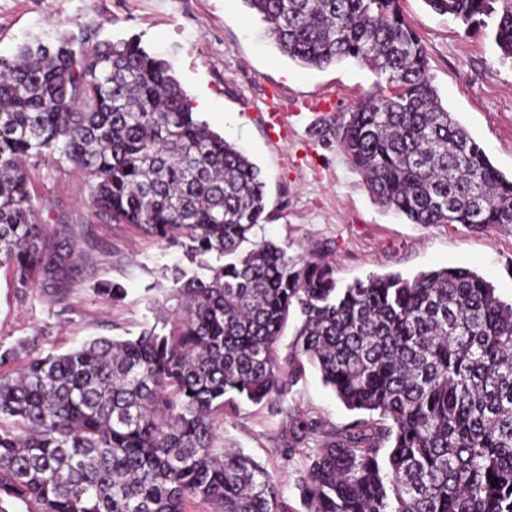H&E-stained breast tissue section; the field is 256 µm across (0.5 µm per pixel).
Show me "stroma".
<instances>
[{
	"label": "stroma",
	"mask_w": 512,
	"mask_h": 512,
	"mask_svg": "<svg viewBox=\"0 0 512 512\" xmlns=\"http://www.w3.org/2000/svg\"><path fill=\"white\" fill-rule=\"evenodd\" d=\"M409 25L429 59L430 77L445 108L484 148L491 163L512 176V63L500 59L491 31L465 34L463 25L434 13L424 0H401ZM83 27L102 41L138 40L167 60L190 104L260 168L269 219L259 234L288 257L319 258L347 284L372 274L411 277L443 267L476 272L497 295L512 301V229L461 224L424 227L383 208L336 138L352 106L378 79L366 63L347 59L324 69L282 54L267 25L243 0H0V55L26 42H56ZM39 220L86 224L101 243L89 264L100 277L122 283L126 298L106 303L81 284L67 310L30 289L13 295L8 268L0 267V351L30 357L59 354L98 336L132 338L155 322L168 291L157 279L179 257L175 249L127 224L95 217L85 174L72 165L30 159ZM282 413L243 404L219 430L217 446H235L279 479L291 512H305L296 478L306 448L285 456L289 414L317 421L321 431L356 419L306 366L282 400Z\"/></svg>",
	"instance_id": "35a3bbf8"
}]
</instances>
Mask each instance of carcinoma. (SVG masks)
<instances>
[{
    "label": "carcinoma",
    "mask_w": 512,
    "mask_h": 512,
    "mask_svg": "<svg viewBox=\"0 0 512 512\" xmlns=\"http://www.w3.org/2000/svg\"><path fill=\"white\" fill-rule=\"evenodd\" d=\"M289 59L347 58L380 81L338 129L370 193L411 223L512 228V179L445 108L400 0H243ZM465 33L488 27L512 62V0H424ZM82 170L93 214L181 250L170 305L134 338L98 337L0 374V512H285L277 481L215 445L241 404L280 411L305 364L352 421L306 455V512H512V302L446 267L345 286L316 258L257 238L260 169L194 115L171 65L83 28L0 56V266L24 298L77 285L112 303L80 225L37 221L26 163ZM251 244L242 252V243ZM300 323L285 357L278 341ZM318 432L289 415L288 452Z\"/></svg>",
    "instance_id": "obj_1"
}]
</instances>
